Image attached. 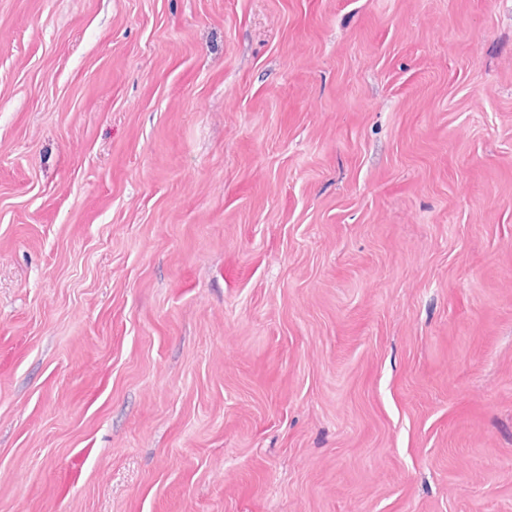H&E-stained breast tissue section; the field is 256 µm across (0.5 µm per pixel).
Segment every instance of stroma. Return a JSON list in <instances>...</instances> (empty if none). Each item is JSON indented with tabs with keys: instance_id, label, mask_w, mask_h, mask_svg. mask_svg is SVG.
Here are the masks:
<instances>
[{
	"instance_id": "obj_1",
	"label": "stroma",
	"mask_w": 512,
	"mask_h": 512,
	"mask_svg": "<svg viewBox=\"0 0 512 512\" xmlns=\"http://www.w3.org/2000/svg\"><path fill=\"white\" fill-rule=\"evenodd\" d=\"M0 512H512V0H0Z\"/></svg>"
}]
</instances>
